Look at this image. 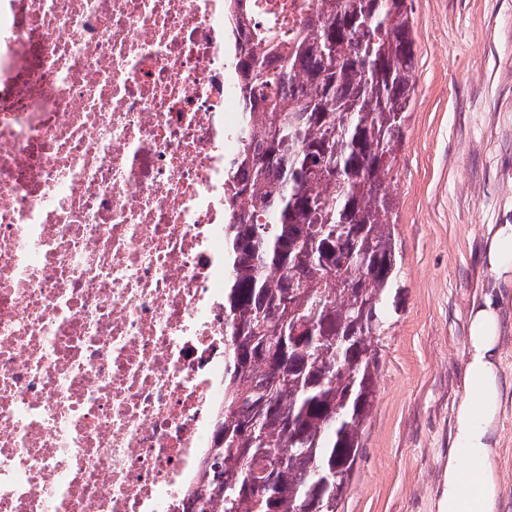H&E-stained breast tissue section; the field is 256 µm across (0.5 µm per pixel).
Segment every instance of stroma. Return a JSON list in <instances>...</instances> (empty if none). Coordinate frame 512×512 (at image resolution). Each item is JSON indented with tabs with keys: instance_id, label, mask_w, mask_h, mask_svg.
Wrapping results in <instances>:
<instances>
[{
	"instance_id": "1",
	"label": "stroma",
	"mask_w": 512,
	"mask_h": 512,
	"mask_svg": "<svg viewBox=\"0 0 512 512\" xmlns=\"http://www.w3.org/2000/svg\"><path fill=\"white\" fill-rule=\"evenodd\" d=\"M415 75L391 182L398 310L340 512H437L467 313L491 287L490 225L512 224V0H410Z\"/></svg>"
}]
</instances>
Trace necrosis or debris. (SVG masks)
I'll return each instance as SVG.
<instances>
[{
	"instance_id": "4bbe7bcc",
	"label": "necrosis or debris",
	"mask_w": 512,
	"mask_h": 512,
	"mask_svg": "<svg viewBox=\"0 0 512 512\" xmlns=\"http://www.w3.org/2000/svg\"><path fill=\"white\" fill-rule=\"evenodd\" d=\"M239 120L224 0H0V512H188Z\"/></svg>"
}]
</instances>
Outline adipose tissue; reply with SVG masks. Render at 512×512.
<instances>
[{
    "label": "adipose tissue",
    "mask_w": 512,
    "mask_h": 512,
    "mask_svg": "<svg viewBox=\"0 0 512 512\" xmlns=\"http://www.w3.org/2000/svg\"><path fill=\"white\" fill-rule=\"evenodd\" d=\"M484 261L495 287L474 299L467 317L463 400L453 414L445 487L438 512H500L503 479L496 459L507 393L502 342L508 323L502 286L512 287V224L491 225Z\"/></svg>",
    "instance_id": "adipose-tissue-1"
}]
</instances>
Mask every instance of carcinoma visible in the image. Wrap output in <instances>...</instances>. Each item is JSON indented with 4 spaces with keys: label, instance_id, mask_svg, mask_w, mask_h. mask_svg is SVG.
I'll return each instance as SVG.
<instances>
[{
    "label": "carcinoma",
    "instance_id": "1",
    "mask_svg": "<svg viewBox=\"0 0 512 512\" xmlns=\"http://www.w3.org/2000/svg\"><path fill=\"white\" fill-rule=\"evenodd\" d=\"M233 43L224 405L192 512H339L398 298L389 180L412 101L407 0H314ZM236 36L243 0H225ZM263 471L247 482V470Z\"/></svg>",
    "mask_w": 512,
    "mask_h": 512
}]
</instances>
